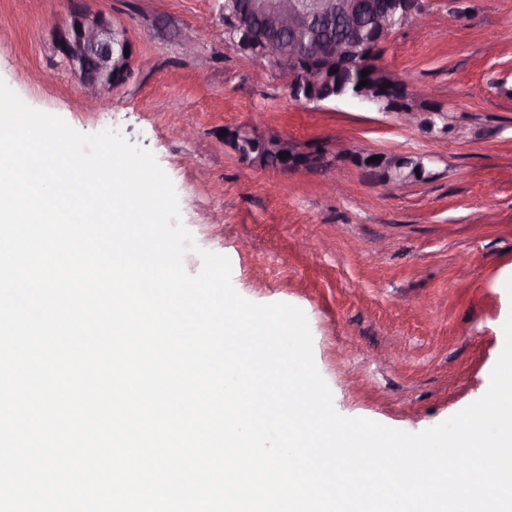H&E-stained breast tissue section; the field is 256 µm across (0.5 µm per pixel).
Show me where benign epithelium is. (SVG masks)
Wrapping results in <instances>:
<instances>
[{"label":"benign epithelium","mask_w":512,"mask_h":512,"mask_svg":"<svg viewBox=\"0 0 512 512\" xmlns=\"http://www.w3.org/2000/svg\"><path fill=\"white\" fill-rule=\"evenodd\" d=\"M423 0H248L246 10L231 4L227 14V30L239 49L254 60L264 59L286 80L289 96L300 103L318 104L330 100L320 92L326 69L303 68L304 58H317L332 64L339 62L350 70L373 68L377 75L393 83L399 77L380 63L381 51L397 27L411 21L424 20ZM341 16L348 23V35L341 41L324 42L310 37L315 22ZM132 44L119 29L100 13L76 10L66 29L59 32L56 49L68 69L78 78L81 89L90 100L122 84L131 72L133 55H125ZM410 108L399 110L389 99L377 94L368 83L350 97L353 101L380 112L398 115L409 123L434 130L437 124L447 127L444 112L429 110L430 100L407 92ZM230 144L245 161L269 168V156L285 153L277 170L303 175L323 170L330 165L333 151L325 146L300 148L283 136H265L249 127H239ZM377 174V183L391 189L416 178H425L424 157L407 154H380V160L366 167Z\"/></svg>","instance_id":"obj_1"}]
</instances>
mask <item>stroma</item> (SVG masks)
<instances>
[{
	"label": "stroma",
	"mask_w": 512,
	"mask_h": 512,
	"mask_svg": "<svg viewBox=\"0 0 512 512\" xmlns=\"http://www.w3.org/2000/svg\"><path fill=\"white\" fill-rule=\"evenodd\" d=\"M382 65L441 105L436 138L353 102L301 104L224 34V0H0V80L79 132H121L172 180L195 243L259 304L306 315L336 410L408 432L481 398L512 316V0H424ZM84 7L126 30L125 83L88 107L55 50ZM430 157L387 190L344 159L298 179L224 130Z\"/></svg>",
	"instance_id": "35a3bbf8"
}]
</instances>
